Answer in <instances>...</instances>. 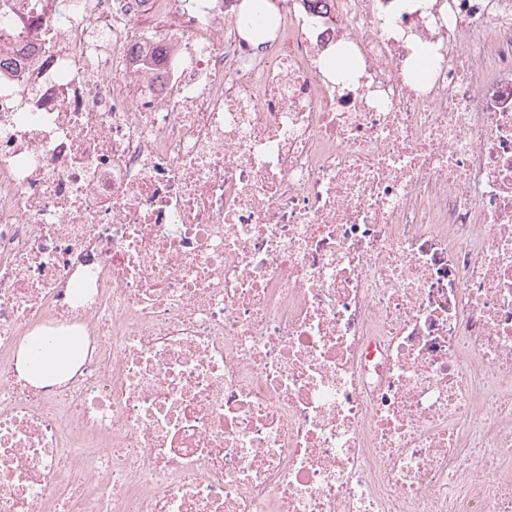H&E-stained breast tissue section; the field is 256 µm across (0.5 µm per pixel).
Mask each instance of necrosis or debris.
Masks as SVG:
<instances>
[{"instance_id":"necrosis-or-debris-1","label":"necrosis or debris","mask_w":512,"mask_h":512,"mask_svg":"<svg viewBox=\"0 0 512 512\" xmlns=\"http://www.w3.org/2000/svg\"><path fill=\"white\" fill-rule=\"evenodd\" d=\"M1 13L0 512H512V0ZM78 342L72 336L57 333L46 336L36 329L24 336L18 355L20 376L35 386L62 384L75 372L72 352L78 348ZM40 355V362L35 364L31 357Z\"/></svg>"}]
</instances>
